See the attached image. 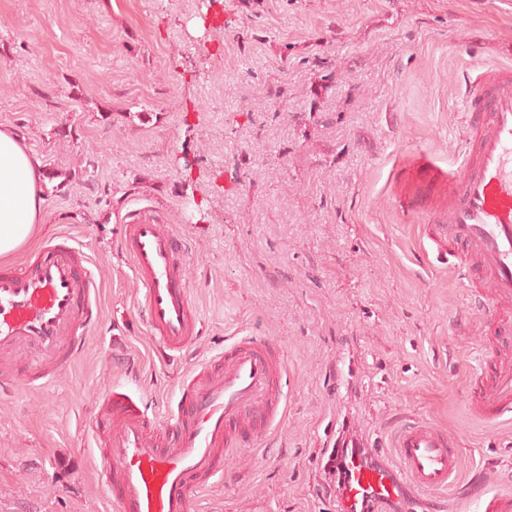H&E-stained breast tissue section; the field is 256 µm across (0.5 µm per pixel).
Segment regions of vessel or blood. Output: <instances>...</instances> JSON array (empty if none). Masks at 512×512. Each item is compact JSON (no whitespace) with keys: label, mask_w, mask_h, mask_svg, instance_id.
<instances>
[{"label":"vessel or blood","mask_w":512,"mask_h":512,"mask_svg":"<svg viewBox=\"0 0 512 512\" xmlns=\"http://www.w3.org/2000/svg\"><path fill=\"white\" fill-rule=\"evenodd\" d=\"M469 142L462 171L427 154L407 165L410 187L401 203L423 216L428 238L448 255L463 254L490 288L485 315L502 338L512 319L499 303L512 301V68L479 72L465 87ZM120 245L132 260L139 307L152 339L180 354L198 340L199 318L188 293L187 249L169 225H123ZM93 264L66 233L54 236L18 269H0V353L24 351L19 381L40 388L56 379L84 346L83 331L100 320ZM282 354L268 339L243 337L225 345L218 361L183 372L180 399L163 437H156L141 399L106 389L95 417L106 446L100 471L117 512H194L197 492L223 478L226 460L252 448L271 429L283 393ZM471 415L489 427L512 420V362H481L468 382ZM393 458L368 449L349 465L339 512H381L405 491L441 493L457 478L460 458L448 434L417 420L402 426ZM478 512H512V492L483 491Z\"/></svg>","instance_id":"vessel-or-blood-1"}]
</instances>
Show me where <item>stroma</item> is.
<instances>
[{"instance_id": "1", "label": "stroma", "mask_w": 512, "mask_h": 512, "mask_svg": "<svg viewBox=\"0 0 512 512\" xmlns=\"http://www.w3.org/2000/svg\"><path fill=\"white\" fill-rule=\"evenodd\" d=\"M512 66V0H0V126L47 177L39 233L99 270V323L46 390L0 389V512H114L96 460L98 393L164 422L177 376L233 336L282 347L281 417L228 462L199 512H336L327 452L389 448L399 421L454 439L461 476L404 512H477L473 475L512 490V423L468 413L479 357L504 347L487 288L440 261L400 210L401 162H463L474 64ZM191 248L202 333L151 344L121 225Z\"/></svg>"}]
</instances>
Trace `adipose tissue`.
Returning a JSON list of instances; mask_svg holds the SVG:
<instances>
[{
	"instance_id": "ef3b65f1",
	"label": "adipose tissue",
	"mask_w": 512,
	"mask_h": 512,
	"mask_svg": "<svg viewBox=\"0 0 512 512\" xmlns=\"http://www.w3.org/2000/svg\"><path fill=\"white\" fill-rule=\"evenodd\" d=\"M43 173L21 139L0 129V260L11 258L43 220Z\"/></svg>"
}]
</instances>
